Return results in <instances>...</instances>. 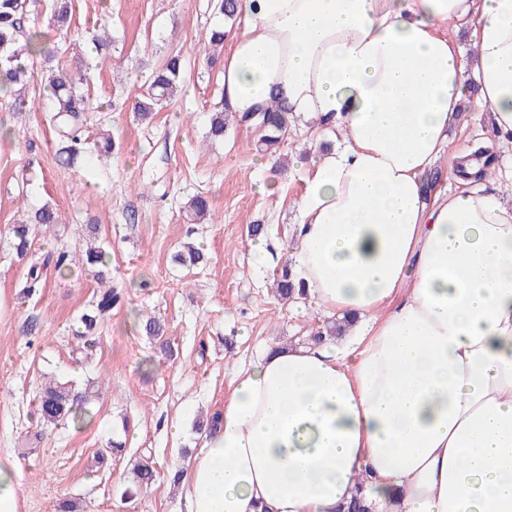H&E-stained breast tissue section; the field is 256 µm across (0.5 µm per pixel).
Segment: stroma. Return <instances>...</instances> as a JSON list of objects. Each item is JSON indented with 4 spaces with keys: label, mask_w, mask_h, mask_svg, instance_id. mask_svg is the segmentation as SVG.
Here are the masks:
<instances>
[{
    "label": "stroma",
    "mask_w": 512,
    "mask_h": 512,
    "mask_svg": "<svg viewBox=\"0 0 512 512\" xmlns=\"http://www.w3.org/2000/svg\"><path fill=\"white\" fill-rule=\"evenodd\" d=\"M52 5L36 0L34 17L44 44L89 88L84 133L95 139L110 131L116 146L90 172L64 167L40 84L28 89L29 111H11L0 98V126L10 131L0 139V461L15 468L19 512H57L64 500L80 512H185L171 472L187 468L201 448L202 424L231 393L232 367L275 345L307 344L334 321L308 300L278 299L273 289L289 261L296 201L320 153L319 124L297 119L267 152L258 132L236 124L223 139L210 137L223 77L209 65L200 34L218 20L213 0H72L67 32L51 23ZM104 27L112 43L101 56L92 38ZM175 55L186 63L176 96L151 120L138 119L135 98ZM463 105L431 174L451 190L448 173L461 151L482 148L495 163L512 160V143L494 135L475 86ZM265 182L272 193L261 192ZM199 193L212 199L213 219L203 224L185 208ZM46 203L60 222L36 230L32 253L78 252L95 224L112 256L108 279L120 301L90 362L74 348L77 319L99 288L91 270H47L41 295L31 299L15 288L26 264L10 229ZM255 224L267 243L263 258L250 248ZM186 242L202 248L204 264L174 261ZM150 317L162 337L147 335ZM49 377L95 391L82 427L37 422L35 396ZM175 424L180 434L172 433ZM112 440L123 449L105 467L97 453ZM139 458L156 472L151 486L135 485L131 463Z\"/></svg>",
    "instance_id": "35a3bbf8"
}]
</instances>
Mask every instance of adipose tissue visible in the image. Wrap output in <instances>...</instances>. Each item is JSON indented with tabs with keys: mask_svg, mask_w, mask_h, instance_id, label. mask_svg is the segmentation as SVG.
<instances>
[{
	"mask_svg": "<svg viewBox=\"0 0 512 512\" xmlns=\"http://www.w3.org/2000/svg\"><path fill=\"white\" fill-rule=\"evenodd\" d=\"M233 113L336 133L305 181L293 271L340 348L233 369L183 476L186 512H512V206L480 181L428 201L468 80L512 138V0H238ZM472 22L467 62L449 25Z\"/></svg>",
	"mask_w": 512,
	"mask_h": 512,
	"instance_id": "1",
	"label": "adipose tissue"
}]
</instances>
